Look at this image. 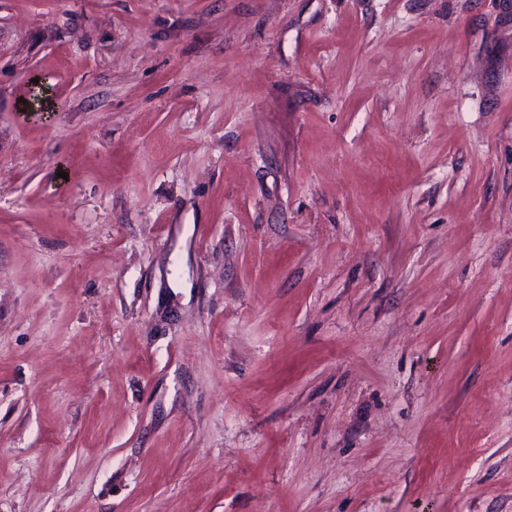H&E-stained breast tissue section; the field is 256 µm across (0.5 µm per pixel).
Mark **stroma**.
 I'll list each match as a JSON object with an SVG mask.
<instances>
[{"mask_svg":"<svg viewBox=\"0 0 512 512\" xmlns=\"http://www.w3.org/2000/svg\"><path fill=\"white\" fill-rule=\"evenodd\" d=\"M0 512H512V0H0Z\"/></svg>","mask_w":512,"mask_h":512,"instance_id":"35a3bbf8","label":"stroma"}]
</instances>
